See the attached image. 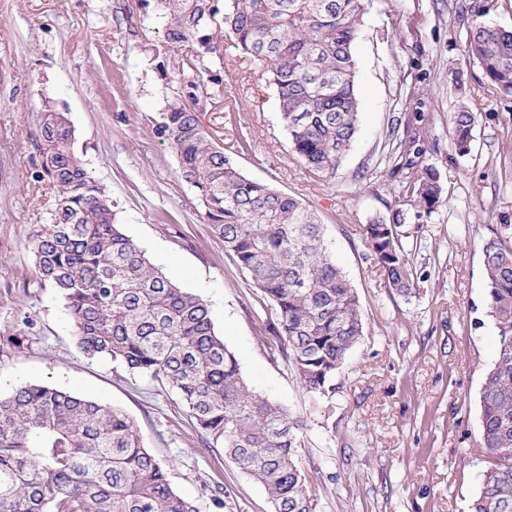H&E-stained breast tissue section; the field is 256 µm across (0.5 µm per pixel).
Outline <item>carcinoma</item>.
Here are the masks:
<instances>
[{
    "label": "carcinoma",
    "instance_id": "carcinoma-1",
    "mask_svg": "<svg viewBox=\"0 0 512 512\" xmlns=\"http://www.w3.org/2000/svg\"><path fill=\"white\" fill-rule=\"evenodd\" d=\"M163 0L166 42L197 40L199 56L219 49L210 31L266 68L292 151L306 169L332 176L359 127L352 49L363 0ZM476 19L464 52L502 93L512 94V31ZM168 104L156 127L180 157L182 178L197 191L213 231L279 312L276 335L302 386L323 397L360 341L364 326L355 287L336 262L324 225L296 196L244 176L207 136L198 82ZM476 116L455 113L451 135L470 152ZM62 112L47 109L40 126L42 172L58 190L52 223L31 237L36 270L65 302L78 344L130 375L176 390L202 433L256 478L275 512H313L311 485L295 461L298 423L288 408L255 392L217 334L198 295L173 283L124 234L106 190L71 148ZM420 132L398 143L409 165L423 154ZM443 188L424 166L406 189L428 208ZM404 211L365 225L371 259L396 294L417 292L401 242ZM482 255L487 313L498 350L479 392L482 471L469 512H512V224H490ZM0 512H197L167 469L145 448L122 410L29 382L0 396Z\"/></svg>",
    "mask_w": 512,
    "mask_h": 512
}]
</instances>
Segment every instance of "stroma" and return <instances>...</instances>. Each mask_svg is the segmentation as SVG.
Wrapping results in <instances>:
<instances>
[{
	"mask_svg": "<svg viewBox=\"0 0 512 512\" xmlns=\"http://www.w3.org/2000/svg\"><path fill=\"white\" fill-rule=\"evenodd\" d=\"M471 3L364 0L353 48L359 130L325 178L292 151L259 65L234 52L199 58L188 42L169 46L161 0H0V393L42 381L118 407L198 512H274L222 443L198 432L175 391L88 358L63 301L37 278L30 237L57 198L37 147L52 107L67 117L72 149L106 189L122 231L208 304L249 384L300 422L295 459L315 512H468L488 460L478 394L498 347L482 240L487 225L512 224V96L462 50ZM194 77L213 141L246 177L320 217L357 290L364 335L330 396L300 384L272 332L276 307L225 250L179 174L176 150L155 132ZM463 108L476 115L464 156L450 136ZM398 124L419 129L422 162L443 186L432 209L403 207L419 288L408 299L387 288L363 236L415 176L395 168ZM22 329L27 345L7 344Z\"/></svg>",
	"mask_w": 512,
	"mask_h": 512,
	"instance_id": "35a3bbf8",
	"label": "stroma"
}]
</instances>
